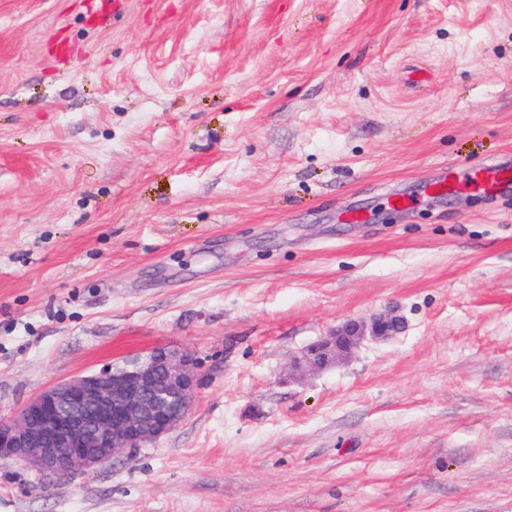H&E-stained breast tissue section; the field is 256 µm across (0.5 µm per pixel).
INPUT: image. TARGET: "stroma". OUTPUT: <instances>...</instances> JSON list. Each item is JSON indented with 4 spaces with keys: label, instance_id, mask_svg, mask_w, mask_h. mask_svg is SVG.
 I'll return each mask as SVG.
<instances>
[{
    "label": "stroma",
    "instance_id": "obj_1",
    "mask_svg": "<svg viewBox=\"0 0 512 512\" xmlns=\"http://www.w3.org/2000/svg\"><path fill=\"white\" fill-rule=\"evenodd\" d=\"M498 163L512 0H0V418L152 347L199 378L98 470L0 463V512H512ZM404 329L403 317L393 311L381 312L369 318L349 319L299 350L289 366L290 374L303 376L344 364L365 343L388 341Z\"/></svg>",
    "mask_w": 512,
    "mask_h": 512
}]
</instances>
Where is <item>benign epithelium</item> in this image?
<instances>
[{
    "label": "benign epithelium",
    "instance_id": "benign-epithelium-1",
    "mask_svg": "<svg viewBox=\"0 0 512 512\" xmlns=\"http://www.w3.org/2000/svg\"><path fill=\"white\" fill-rule=\"evenodd\" d=\"M404 329L403 317L393 311L349 319L299 350L290 374L344 364L365 343L388 341ZM197 368L190 352L157 347L50 385L0 419V461L53 478L94 471L132 454L184 421L195 401Z\"/></svg>",
    "mask_w": 512,
    "mask_h": 512
}]
</instances>
